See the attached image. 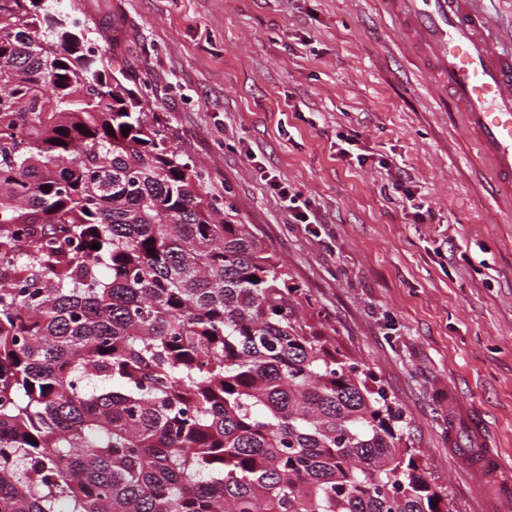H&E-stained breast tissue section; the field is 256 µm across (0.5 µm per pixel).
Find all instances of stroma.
Returning <instances> with one entry per match:
<instances>
[{
	"label": "stroma",
	"instance_id": "stroma-1",
	"mask_svg": "<svg viewBox=\"0 0 512 512\" xmlns=\"http://www.w3.org/2000/svg\"><path fill=\"white\" fill-rule=\"evenodd\" d=\"M164 113L178 146L410 424L450 512L512 491V219L457 115L435 108L380 0H61ZM357 136L367 159L336 156ZM411 177L417 223L390 189ZM308 199L294 223L272 181ZM503 462L472 471L474 451ZM392 177V188L396 191V193L402 194V198L406 200V202L409 203L410 207L413 209H416V213L422 218V215L424 213H428L429 216V210L428 208L425 211H422L424 208L423 202L413 204L414 201L413 194L410 190V183L412 181L409 175L401 170L400 168H395L393 174H391Z\"/></svg>",
	"mask_w": 512,
	"mask_h": 512
}]
</instances>
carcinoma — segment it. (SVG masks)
I'll return each instance as SVG.
<instances>
[{
    "instance_id": "1",
    "label": "carcinoma",
    "mask_w": 512,
    "mask_h": 512,
    "mask_svg": "<svg viewBox=\"0 0 512 512\" xmlns=\"http://www.w3.org/2000/svg\"><path fill=\"white\" fill-rule=\"evenodd\" d=\"M205 180L86 23L0 0V512H448Z\"/></svg>"
}]
</instances>
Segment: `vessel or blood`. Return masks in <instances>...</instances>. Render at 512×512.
<instances>
[{"label":"vessel or blood","instance_id":"vessel-or-blood-1","mask_svg":"<svg viewBox=\"0 0 512 512\" xmlns=\"http://www.w3.org/2000/svg\"><path fill=\"white\" fill-rule=\"evenodd\" d=\"M478 0H381L412 50L427 91L451 104L474 141L497 207L512 216V37L504 38Z\"/></svg>","mask_w":512,"mask_h":512}]
</instances>
